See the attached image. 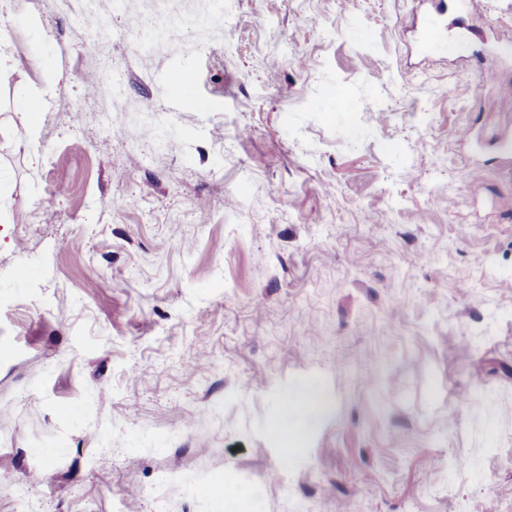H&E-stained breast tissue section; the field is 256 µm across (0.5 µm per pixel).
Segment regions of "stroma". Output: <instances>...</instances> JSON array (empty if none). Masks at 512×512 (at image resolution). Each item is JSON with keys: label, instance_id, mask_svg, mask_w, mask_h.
I'll use <instances>...</instances> for the list:
<instances>
[{"label": "stroma", "instance_id": "1", "mask_svg": "<svg viewBox=\"0 0 512 512\" xmlns=\"http://www.w3.org/2000/svg\"><path fill=\"white\" fill-rule=\"evenodd\" d=\"M445 2L0 0V512H512V0ZM321 389L319 386L317 387H309L302 390H294L289 391L286 394L288 398V403L291 405V410H293L294 414L297 415L295 419V423H304L309 420V414L311 412H317L318 410L313 406V396L320 392Z\"/></svg>", "mask_w": 512, "mask_h": 512}]
</instances>
